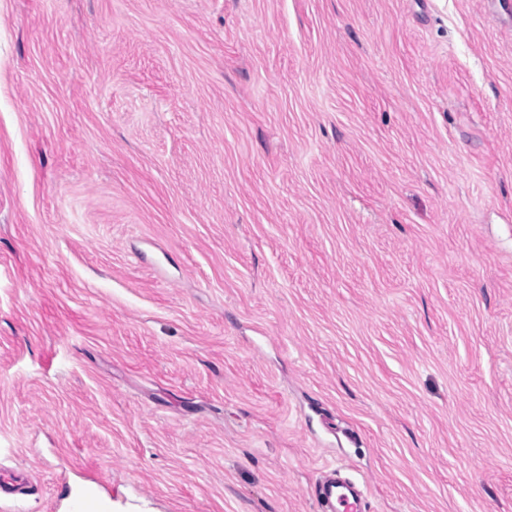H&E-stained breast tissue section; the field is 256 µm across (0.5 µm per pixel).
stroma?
Masks as SVG:
<instances>
[{"instance_id":"35a3bbf8","label":"stroma","mask_w":512,"mask_h":512,"mask_svg":"<svg viewBox=\"0 0 512 512\" xmlns=\"http://www.w3.org/2000/svg\"><path fill=\"white\" fill-rule=\"evenodd\" d=\"M0 512H512V0H0ZM343 488L345 487L336 480H330L323 486L320 483L317 494L332 503V512H362L361 506L356 504L353 492L349 490V495L343 491Z\"/></svg>"}]
</instances>
